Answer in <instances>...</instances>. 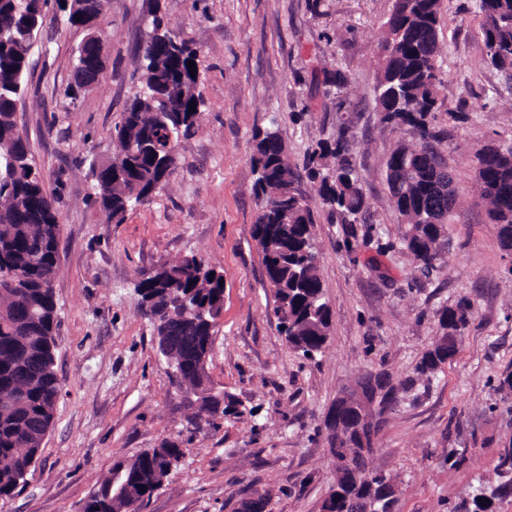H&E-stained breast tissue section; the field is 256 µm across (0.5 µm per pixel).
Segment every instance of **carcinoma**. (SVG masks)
<instances>
[{
	"mask_svg": "<svg viewBox=\"0 0 512 512\" xmlns=\"http://www.w3.org/2000/svg\"><path fill=\"white\" fill-rule=\"evenodd\" d=\"M444 0H394L381 41L377 74V107L384 120L408 127L412 141L400 140L386 155L390 206L408 230L403 244L429 274L447 244V220L457 202L448 192L452 177L436 170L433 143L440 142L432 120L437 110L438 60L442 54ZM49 0H0V501L27 483L29 464L41 452L40 435L53 423L61 390L55 369L56 330L59 323L54 278L59 267V211L48 202L41 169L32 159L28 141L15 137V108L29 70L32 38L41 31ZM485 60L512 94V0H477ZM152 40L166 50H147L140 64L141 90L126 106L112 130V159L90 165L92 190L100 198L107 219L124 221L126 213L152 200L167 181L159 157L165 127L156 111L183 138L199 123L203 103L199 77L191 76L187 61L197 52L173 37L160 17L152 22ZM195 109H190V104ZM253 165L258 172L255 193L260 213L255 240L263 256L266 278L276 300L274 314L288 346L313 360L327 344L331 311L323 299V284L313 227L314 212L292 169L279 132L269 128L255 136ZM308 175L320 180L322 204L340 224L352 225L367 207L351 145L340 134L332 142H314L308 156ZM476 180L480 201L499 225L503 248L512 247V142L491 143L476 153ZM195 256L165 261L143 274L136 284L141 314L152 324L158 348L174 352L175 365L187 387L199 392L201 410L233 414L231 406L218 409L211 394L206 366L197 351L211 350L212 324L222 311L224 280ZM171 308L180 319L164 321ZM448 350L454 337L473 318V305L463 297L437 313ZM447 357L433 348L416 365V377L399 383L407 390L420 382L429 386ZM335 461L336 483L324 503L334 512L353 508L354 502L376 498L375 508L392 512L391 479L369 466L359 437L327 436ZM181 449L167 441L157 448L117 461L87 500L84 512H122L123 499L115 495L113 480L144 486L161 484L156 465L171 459L178 464ZM367 475L359 484L345 481L346 468ZM512 495V445L503 449L497 479L480 484L457 512H493V501ZM490 503L481 504L479 499Z\"/></svg>",
	"mask_w": 512,
	"mask_h": 512,
	"instance_id": "1",
	"label": "carcinoma"
}]
</instances>
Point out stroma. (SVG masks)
<instances>
[{"label": "stroma", "instance_id": "stroma-1", "mask_svg": "<svg viewBox=\"0 0 512 512\" xmlns=\"http://www.w3.org/2000/svg\"><path fill=\"white\" fill-rule=\"evenodd\" d=\"M476 0H445L433 125L459 203L448 244L429 276L402 244L383 159L403 136L376 107L384 26L393 0H108L98 22L107 56L99 82L65 97L84 30L47 23L15 122L48 190L60 197L55 417L28 482L0 512H83L114 461L176 442L177 470L142 512H236L272 491L274 512H321L334 481L325 418L337 396L369 372L412 376L437 334L436 313L473 303L456 353L429 388L398 395L380 425L374 468L390 472L393 512H454L494 479L512 442V257L477 198L475 155L512 141V113L482 63ZM198 52L200 125L179 149L166 187L106 223L90 196L87 153L112 155L111 133L139 89L154 15ZM276 123L315 215L328 344L316 361L286 344L254 239L260 204L254 134ZM345 133L367 207L353 233L303 175L309 146ZM394 247L378 254V241ZM196 256L224 271V308L212 337L210 383L230 394L234 417L198 421L194 395L174 386L135 285L166 259Z\"/></svg>", "mask_w": 512, "mask_h": 512}]
</instances>
